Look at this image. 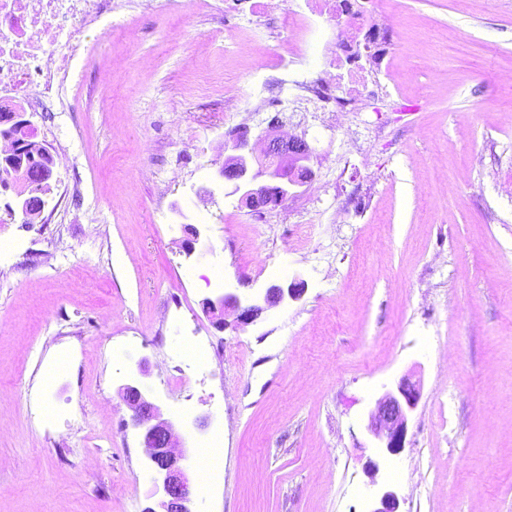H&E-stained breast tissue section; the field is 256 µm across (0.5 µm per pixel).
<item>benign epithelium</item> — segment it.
<instances>
[{
	"mask_svg": "<svg viewBox=\"0 0 512 512\" xmlns=\"http://www.w3.org/2000/svg\"><path fill=\"white\" fill-rule=\"evenodd\" d=\"M34 135L25 113L0 111V137L13 142L12 150L0 156V169L25 173L28 196L17 202V209L24 216L38 211L41 205L38 193L53 177L49 155L44 151L35 153L29 146V139ZM262 139L265 148L256 156L248 131L238 132L233 138V148L238 154L229 157L217 171V178L231 186V194L253 209L279 206L314 175L309 166L313 150L305 138L286 140L274 135L270 128ZM191 232L192 238L184 244L187 254L213 250L197 229L193 228ZM301 292L302 289L294 283L285 288L273 286L262 295L250 297L227 291L206 299L204 310L216 318L220 328L228 311L236 313L238 323L250 324L260 316L264 307L276 306L288 298L295 300ZM121 394L132 411L133 425L140 430L143 447L147 449L153 481L162 492L161 512H198L186 464L187 455L183 450L175 451L174 424L163 418L159 408L143 396L139 384L125 385ZM418 400L419 388L406 378L376 400L367 429L383 454L395 455L404 448L409 415ZM399 506L397 493L385 490L375 500L370 512H399Z\"/></svg>",
	"mask_w": 512,
	"mask_h": 512,
	"instance_id": "benign-epithelium-1",
	"label": "benign epithelium"
}]
</instances>
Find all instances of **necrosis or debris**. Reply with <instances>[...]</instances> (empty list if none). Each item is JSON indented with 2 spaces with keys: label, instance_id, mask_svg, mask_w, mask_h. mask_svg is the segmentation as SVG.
Returning <instances> with one entry per match:
<instances>
[{
  "label": "necrosis or debris",
  "instance_id": "necrosis-or-debris-1",
  "mask_svg": "<svg viewBox=\"0 0 512 512\" xmlns=\"http://www.w3.org/2000/svg\"><path fill=\"white\" fill-rule=\"evenodd\" d=\"M122 0H0V104L18 111L47 112L63 94L70 72L88 52L84 34L122 8ZM369 19L355 12L330 28L318 46L324 67L304 83L320 111H348L364 76L353 77V91L334 84L333 68L360 52Z\"/></svg>",
  "mask_w": 512,
  "mask_h": 512
}]
</instances>
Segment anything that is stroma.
Listing matches in <instances>:
<instances>
[{"label":"stroma","instance_id":"35a3bbf8","mask_svg":"<svg viewBox=\"0 0 512 512\" xmlns=\"http://www.w3.org/2000/svg\"><path fill=\"white\" fill-rule=\"evenodd\" d=\"M156 2L90 31L64 112L31 119L73 160L48 220L9 217L26 185L0 188V512L156 506L121 396L134 379L189 455L223 431L201 512H368L388 488L400 512H512V87L492 81L512 69V0H350L396 24L376 61L345 63L369 80L342 130L258 95L292 36L279 0ZM244 111L253 139L299 124L325 193L261 215L226 194L215 171ZM188 223L213 253L185 254ZM295 280L299 299L249 325L202 306ZM195 336L210 361L188 384L160 357ZM404 377L420 398L385 458L368 416Z\"/></svg>","mask_w":512,"mask_h":512}]
</instances>
